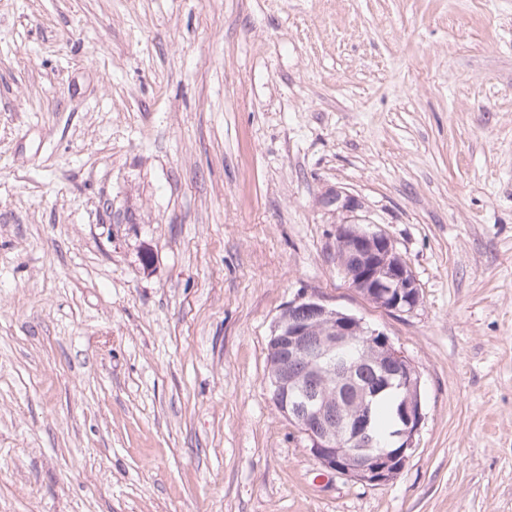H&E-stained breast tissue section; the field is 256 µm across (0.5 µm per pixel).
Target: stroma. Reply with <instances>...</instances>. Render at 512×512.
Listing matches in <instances>:
<instances>
[{
    "label": "stroma",
    "instance_id": "1",
    "mask_svg": "<svg viewBox=\"0 0 512 512\" xmlns=\"http://www.w3.org/2000/svg\"><path fill=\"white\" fill-rule=\"evenodd\" d=\"M304 293L419 374L385 484L271 400ZM0 512H512V0H0ZM346 217L336 226V258L352 286L389 313L412 311L418 283L388 237L364 231ZM342 253L344 257H342Z\"/></svg>",
    "mask_w": 512,
    "mask_h": 512
}]
</instances>
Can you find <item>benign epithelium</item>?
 I'll list each match as a JSON object with an SVG mask.
<instances>
[{
	"mask_svg": "<svg viewBox=\"0 0 512 512\" xmlns=\"http://www.w3.org/2000/svg\"><path fill=\"white\" fill-rule=\"evenodd\" d=\"M325 204L343 213L356 207L352 196L340 192ZM336 258L352 286L378 308L405 313L416 307L418 283L388 237L346 218L336 226ZM270 344L278 357V371L268 377L272 401L319 464L364 484L392 480L414 450L423 413L419 377L389 338L305 293L282 310ZM297 361L305 365L300 375L294 371ZM365 368L376 376L372 387L360 382ZM391 387L404 390L396 451L378 447L371 433V400Z\"/></svg>",
	"mask_w": 512,
	"mask_h": 512,
	"instance_id": "7a95c632",
	"label": "benign epithelium"
}]
</instances>
